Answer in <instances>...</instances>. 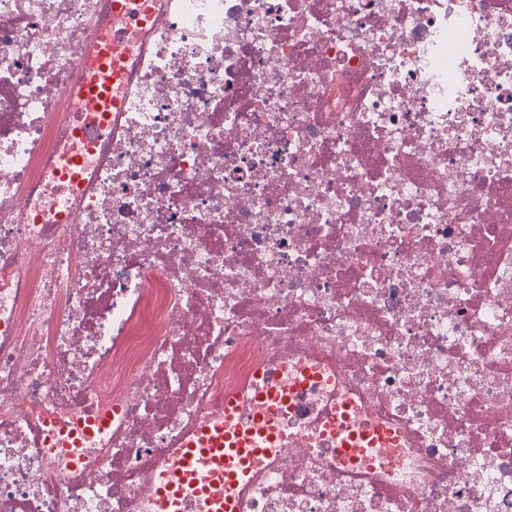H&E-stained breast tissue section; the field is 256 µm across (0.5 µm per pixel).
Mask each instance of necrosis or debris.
<instances>
[{"label": "necrosis or debris", "mask_w": 512, "mask_h": 512, "mask_svg": "<svg viewBox=\"0 0 512 512\" xmlns=\"http://www.w3.org/2000/svg\"><path fill=\"white\" fill-rule=\"evenodd\" d=\"M108 23L0 0V512H152L226 395L302 365L332 382L244 512H512V0H162L88 151ZM346 398L399 445L323 451Z\"/></svg>", "instance_id": "necrosis-or-debris-1"}]
</instances>
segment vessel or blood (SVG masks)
<instances>
[{
    "instance_id": "b4317fda",
    "label": "vessel or blood",
    "mask_w": 512,
    "mask_h": 512,
    "mask_svg": "<svg viewBox=\"0 0 512 512\" xmlns=\"http://www.w3.org/2000/svg\"><path fill=\"white\" fill-rule=\"evenodd\" d=\"M149 0H112L114 27L144 23L151 12ZM131 52H97L90 56L87 69L92 77L79 93L84 112H117L121 109L113 97L114 85L126 84ZM318 380L316 373L300 374L293 391L270 383L264 373H257L251 388L252 407L243 409L238 397L224 400V419L203 424L194 439L180 450L177 469L164 475L154 498L153 512H240L237 488L255 459L274 452L284 437V422L295 412L297 392ZM324 436L334 441L336 452L355 459L379 444L396 442L395 432L386 426L351 429L346 413L327 417L322 423Z\"/></svg>"
}]
</instances>
